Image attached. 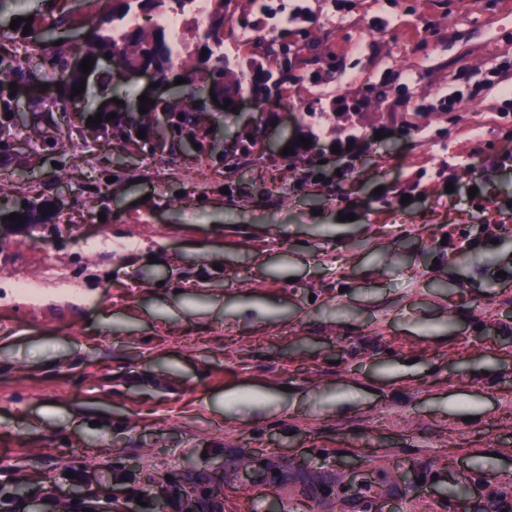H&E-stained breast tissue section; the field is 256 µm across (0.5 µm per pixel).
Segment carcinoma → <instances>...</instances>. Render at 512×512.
<instances>
[{
    "label": "carcinoma",
    "mask_w": 512,
    "mask_h": 512,
    "mask_svg": "<svg viewBox=\"0 0 512 512\" xmlns=\"http://www.w3.org/2000/svg\"><path fill=\"white\" fill-rule=\"evenodd\" d=\"M52 6L37 10L33 20L17 23L13 30H1L0 42L4 40H29L22 35L23 27H43L47 37L33 44L34 54L27 60L15 55L0 53V72L21 77L23 80H39L54 75L56 94L54 99L59 109L71 111V106L85 101L87 92L72 96V89L81 81H89L98 72L100 58L105 54H116L120 66L127 69L147 67L152 69L159 81L168 79L175 67L172 60L174 45L169 34L154 25L146 27L130 23L138 15L149 20L160 13H177L183 9L185 0H84L87 12L83 17L75 14L69 0H51ZM238 0H210L206 28L190 27L180 35L181 48L186 50L180 66L189 73V78L171 97L156 99L141 114L139 108L119 111L116 117L106 121L107 113H101L100 127L112 138L127 144H153L156 137L164 140V150L174 154L187 144H198L197 152L206 150L209 134L207 124L208 103L211 97L231 99L239 93H248L260 100L271 94L283 95L288 85L300 82L305 77L304 67L315 66L324 58L323 51L312 48L309 56L298 59L289 56L291 49L286 42L276 39L257 38L238 42L239 55L234 58L224 53V28L232 25L237 14ZM79 28L82 31L83 57L94 60L89 74H83L81 61L73 59L71 47L58 41L55 34ZM20 104L13 98L0 103V125L14 121ZM165 112L169 123L158 130L154 115ZM269 117L263 116L259 124L238 136V148L233 161L249 166L255 161L254 149L263 136V125ZM144 130L145 138L137 137ZM44 205L29 200L16 213L25 224L36 223V217Z\"/></svg>",
    "instance_id": "1"
}]
</instances>
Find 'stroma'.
Wrapping results in <instances>:
<instances>
[{
    "label": "stroma",
    "mask_w": 512,
    "mask_h": 512,
    "mask_svg": "<svg viewBox=\"0 0 512 512\" xmlns=\"http://www.w3.org/2000/svg\"><path fill=\"white\" fill-rule=\"evenodd\" d=\"M274 5L241 0L254 35L336 57L267 133L311 136L303 162L50 151L44 90L16 88L0 211L54 208L0 223V512H188L197 474L205 512H346L392 478L383 512H512V102L448 103L512 60V0ZM386 79L405 97L346 114ZM150 83L90 89L82 115Z\"/></svg>",
    "instance_id": "obj_1"
}]
</instances>
